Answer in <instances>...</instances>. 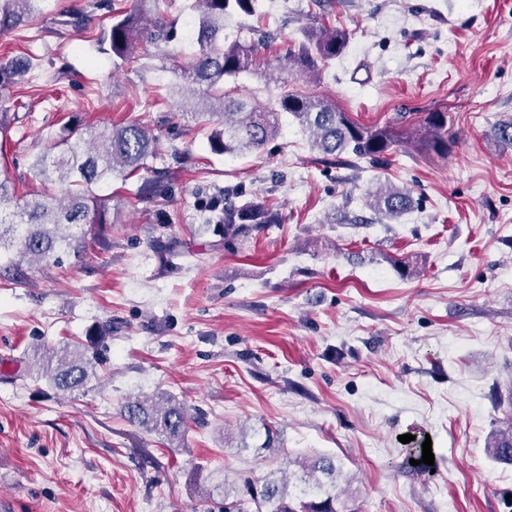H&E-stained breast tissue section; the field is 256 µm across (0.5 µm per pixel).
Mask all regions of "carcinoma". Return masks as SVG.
I'll return each mask as SVG.
<instances>
[{"mask_svg": "<svg viewBox=\"0 0 512 512\" xmlns=\"http://www.w3.org/2000/svg\"><path fill=\"white\" fill-rule=\"evenodd\" d=\"M41 0H0V32L39 15ZM119 11L112 17L107 35L98 40V50L123 64L134 59L137 46L147 40L160 45L173 38V23L159 14L146 21L145 5ZM257 0H194L193 38L198 46L187 61L173 60L172 73L182 81L176 103L179 109L191 108L190 116L212 127L209 145L216 154L238 156L257 152L281 129V114L294 117L312 132V146L326 156L351 152L359 158L378 161L401 142L400 133L391 126L368 127L356 122L331 100L302 93L283 95L275 107H263L254 101L224 90V77L255 70L265 62L260 46L251 42L224 40V20L236 15L252 16ZM301 39L294 44L288 60L305 77L318 74L326 63L345 50L349 33L343 29L306 25ZM31 64L19 69L12 62L0 64V84L12 82L28 72ZM448 113L426 112L412 134L434 151H448ZM60 153L49 161L42 157L32 164L35 179L43 185L38 197L21 203L15 200V187L5 171L0 172V251L16 250L15 256L32 265L48 264L62 246L81 247L87 228L109 223L106 200L95 187L114 178L148 167L155 157L156 137L139 124L115 125L67 136L56 143ZM63 184L58 195L51 188ZM163 181L148 179L137 189L140 198L160 197ZM368 205L390 220H396L411 207L408 192L381 185L368 193ZM282 217L263 204L224 208V247L248 232V225L272 227ZM98 327L87 331L86 344L74 352L57 354L49 348L36 349L38 373L47 377L59 391L83 386L88 367L97 356L86 358L97 339ZM124 417L150 433L174 442L181 440L190 422L187 410L169 396L157 400L137 397L122 406ZM495 462L512 465V409L502 412L498 427L486 447ZM298 465L303 475L298 483L286 478V470ZM281 477H267L261 486H247L249 499L224 491V498L207 512H358L348 505L344 493L336 491V462L326 455L288 458L278 469Z\"/></svg>", "mask_w": 512, "mask_h": 512, "instance_id": "cac0c4a2", "label": "carcinoma"}]
</instances>
